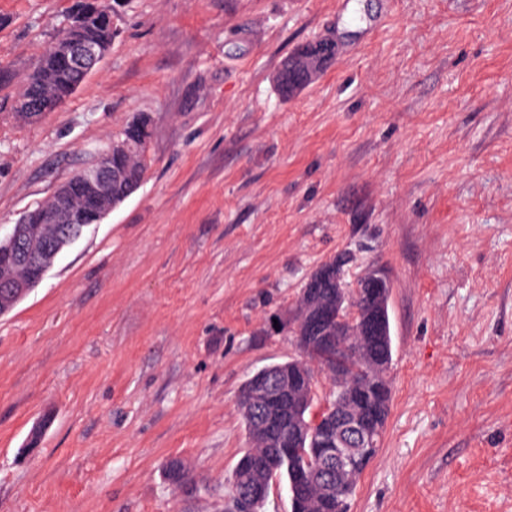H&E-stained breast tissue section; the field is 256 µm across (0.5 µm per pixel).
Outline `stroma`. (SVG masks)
I'll return each instance as SVG.
<instances>
[{
  "label": "stroma",
  "instance_id": "35a3bbf8",
  "mask_svg": "<svg viewBox=\"0 0 512 512\" xmlns=\"http://www.w3.org/2000/svg\"><path fill=\"white\" fill-rule=\"evenodd\" d=\"M76 0H0L24 73ZM112 0L61 109L0 110V237L148 118L140 187L0 316V512H224L241 385L306 277L392 280L394 400L349 512H512V0ZM321 39L336 59L284 98ZM198 475L166 480L168 459ZM329 42L333 44L330 57L322 62L317 68H315L310 75L303 72L299 68V61L303 57L309 56L318 46ZM335 54L336 45L334 42L329 40H320L315 43L306 45L305 47L299 49L297 52L283 60L275 75V83L282 97L287 98L288 96L305 87L311 81L314 75H316L319 71L327 66Z\"/></svg>",
  "mask_w": 512,
  "mask_h": 512
}]
</instances>
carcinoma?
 Here are the masks:
<instances>
[{
	"label": "carcinoma",
	"instance_id": "carcinoma-1",
	"mask_svg": "<svg viewBox=\"0 0 512 512\" xmlns=\"http://www.w3.org/2000/svg\"><path fill=\"white\" fill-rule=\"evenodd\" d=\"M100 0H78L75 11L67 20V28L80 39L95 43L103 48L110 47L115 37L112 22V11L98 8ZM48 41L31 68L21 77L22 90L11 100V110L21 120H27L26 113L36 110L37 105L45 98L54 99L61 105L70 99L85 81V76L76 70L68 59L59 56ZM324 44L320 40L306 45L287 57L280 64L275 83L282 97L286 98L305 87L313 75L327 66L322 62L307 74L299 68V61L310 55L318 46ZM151 138L150 121L139 118L127 123L112 143V166L119 170V177L112 180L108 202L118 205L122 203L143 181L148 169L147 145ZM68 189L64 193L54 192L52 195L28 210L29 223H39L43 212L54 210L68 211L76 224H96L101 221L100 212L87 204L90 189L81 181L80 174H75L67 181ZM41 243L28 244L23 252L0 264V280L9 277L21 278L29 274V268ZM322 294L334 296L341 302L340 315H346L345 307L356 305L362 315H367L371 306L353 288H338L336 280L331 279ZM389 327H384L381 335L361 338L359 336L340 334L338 336V357L341 366L336 372L343 375L342 381L335 386L332 400L336 402V412L349 410L355 415L369 413L374 416L379 429H385L393 403V384L390 378L392 367L393 342L387 335ZM319 340L313 334L305 335L304 347L307 355H299L310 371L322 367L324 356L318 348ZM377 386L381 392L369 393L365 399L353 397L354 392L364 387ZM248 397L247 384H242L239 392V405L242 411L244 428L248 440V448L238 460L232 472L229 498L239 493L243 484L253 479L262 486H271L281 478L293 483L296 474L307 471L312 464L310 432L314 431L312 417H307L309 433L302 436V441L295 438V426L301 424L302 409L299 406L301 390H288L284 393L282 405L278 409L281 419L279 436L293 442L288 455L274 447L262 429L265 420L246 405ZM378 449L364 448L358 456V463L348 475L327 481L315 475L305 493L290 500V512H348V503L355 491L356 484L366 467L377 455Z\"/></svg>",
	"mask_w": 512,
	"mask_h": 512
}]
</instances>
